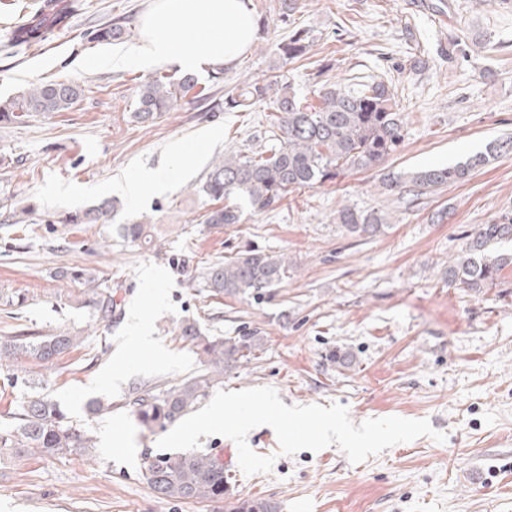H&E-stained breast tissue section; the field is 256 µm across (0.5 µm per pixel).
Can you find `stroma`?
<instances>
[{
	"mask_svg": "<svg viewBox=\"0 0 512 512\" xmlns=\"http://www.w3.org/2000/svg\"><path fill=\"white\" fill-rule=\"evenodd\" d=\"M42 0H0V99L36 81L81 88L65 112L0 123V339L18 330L80 337L50 363L32 358L0 370V425L16 399L38 391L64 408L96 442V455L0 459V512H229L222 501L161 499L142 468L163 430L136 421L133 388L168 386L200 372L193 345L177 334L197 319L210 336L248 331L265 338L258 360L225 377L224 391L271 387L285 405H345L353 423L399 416L428 419L446 436L420 437L351 463L338 446L279 454L267 425L247 435L271 455L270 473L230 469L239 498L277 502L281 512H512V268L482 292L451 288L448 263L466 231L512 212V151L462 183L423 192L414 203L385 190L384 178L466 162L489 144L512 140V0H297L288 20L279 0H252L263 20L244 55L194 75L207 99H181L152 122L134 117L140 85L166 63L112 68L107 55L135 46L154 0H59L63 29L35 45L12 40ZM122 40L97 42L103 25ZM309 31L310 51L283 63L279 43ZM282 75L297 96L315 84H389L404 142L380 167L289 192L277 209H244L240 223L207 224L210 204L195 196L215 157L249 154L278 130L266 101L226 108L238 89ZM197 143L178 165L174 143ZM168 168L169 188L140 202L122 185L144 168ZM106 197L118 200L108 224H66L63 216ZM380 210L388 229L346 234L336 212ZM155 225L154 243L125 241L122 225ZM292 263L272 298L213 297L199 277L216 259L247 250ZM111 278L121 314L99 321L81 284L58 271ZM143 321L152 345L131 344ZM350 351L351 368L328 359ZM99 398L111 413L88 414Z\"/></svg>",
	"mask_w": 512,
	"mask_h": 512,
	"instance_id": "obj_1",
	"label": "stroma"
}]
</instances>
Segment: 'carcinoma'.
<instances>
[{
    "label": "carcinoma",
    "instance_id": "cac0c4a2",
    "mask_svg": "<svg viewBox=\"0 0 512 512\" xmlns=\"http://www.w3.org/2000/svg\"><path fill=\"white\" fill-rule=\"evenodd\" d=\"M49 14L38 9L27 23L13 31L18 43L42 41ZM123 27L112 24L99 29L95 39L110 43L123 38ZM309 48L305 30H296L288 41L278 45L283 61L303 57ZM198 82L191 74L181 77L159 75L145 81L139 91L135 118L150 122L175 101L185 98ZM80 86L69 81L31 84L26 93L0 100V122L21 123L33 112H64L80 98ZM270 98L277 128L278 143L253 156L236 155L212 161L197 194L210 201H226L204 215L207 224H238L242 213L232 203L244 199L255 213L279 204L288 192L331 182L348 169L370 170L392 156L403 143V121L395 95L383 82L351 86L324 84L314 90L318 103L299 98L281 76L274 74L263 83L254 82L242 89L240 98L225 101L230 108L243 105L241 97ZM488 161L477 154L465 163L434 167L414 172L408 179L393 178L384 186L398 194L437 189L465 181L472 171ZM117 211V201H100L66 219L68 224H108ZM336 220L355 237H372L387 227L378 211H360L345 206ZM126 241L152 242L151 225L124 224ZM512 241V213L492 224H479L466 235L460 253L448 264V285L479 292L490 288L501 272L512 266V253L495 252L493 246ZM290 262L282 255L257 250L238 253L208 264L203 274L204 287L215 296L259 299L288 280ZM59 278L81 283L87 292V306L103 322L116 318V292L108 279L81 273L59 272ZM181 338L195 346L203 359V372L191 375L168 388L151 387L133 391L128 401L142 427L165 429L180 420L207 398L224 376L258 358L265 338L258 332L238 336L211 337L196 320H185L178 327ZM77 346V337L67 333L51 336L22 331L8 341H0V368L21 355L51 362ZM12 423L0 428V455L54 457L77 454L93 457V438L74 423L55 402L41 396H27L11 413ZM143 475L151 490L161 498L194 501H219L234 498L225 474L224 463L214 453H158L143 459ZM279 506L266 499L236 501L231 512H278Z\"/></svg>",
    "mask_w": 512,
    "mask_h": 512
}]
</instances>
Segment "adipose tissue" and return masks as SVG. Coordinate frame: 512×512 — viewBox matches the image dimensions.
Wrapping results in <instances>:
<instances>
[{
	"instance_id": "obj_1",
	"label": "adipose tissue",
	"mask_w": 512,
	"mask_h": 512,
	"mask_svg": "<svg viewBox=\"0 0 512 512\" xmlns=\"http://www.w3.org/2000/svg\"><path fill=\"white\" fill-rule=\"evenodd\" d=\"M141 39L113 55V66L168 63L184 69L201 64L231 66L257 34L251 0H156L140 20ZM196 32L205 33L190 43Z\"/></svg>"
}]
</instances>
